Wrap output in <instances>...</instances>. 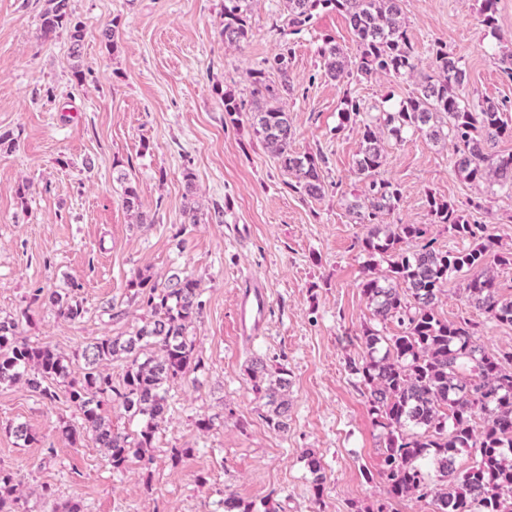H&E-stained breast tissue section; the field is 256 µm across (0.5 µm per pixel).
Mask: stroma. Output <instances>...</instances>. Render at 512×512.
Wrapping results in <instances>:
<instances>
[{
  "label": "stroma",
  "mask_w": 512,
  "mask_h": 512,
  "mask_svg": "<svg viewBox=\"0 0 512 512\" xmlns=\"http://www.w3.org/2000/svg\"><path fill=\"white\" fill-rule=\"evenodd\" d=\"M481 0H403V17L420 58L446 44L470 77L469 89L503 104L512 118V79L500 59L512 51V0H498V31L480 22ZM45 0H0V317L28 309L22 335L73 355L96 337L135 326L141 310L127 282L138 271L157 279L185 271L200 279L203 315L191 337L205 367L173 385L154 461L112 473L101 449L74 447L58 430L79 417L66 393L55 401L22 385H0V467L21 470L28 512L75 503L82 512H222L225 493L271 512H350L383 495L364 470L378 467L381 431L359 380L348 368L370 309L361 293L364 233L348 210L366 187L352 172L356 128L339 129L345 94L375 105L415 89L407 77L376 76L342 85L326 77L318 49L331 38L348 46L346 17L326 9L298 34L285 33L282 0H254L252 37L240 50L220 35L224 0H70L85 25L83 83L72 77L65 37L38 38ZM118 23L117 49L101 31ZM292 51V90L279 104L292 117L296 150L321 149L328 191L305 200L256 138L250 69L282 48ZM245 105L237 122L224 95ZM194 175L200 221L185 223L184 172ZM402 198L394 224L428 222L427 195L452 201L472 222L490 225L512 249V198H479L456 175L446 144L414 135L388 142L383 167ZM136 187L150 224L122 204ZM27 185L18 199L19 185ZM482 199L483 209L472 200ZM223 209V222L212 218ZM263 276L270 309L262 334L236 332L241 272ZM74 289L90 313L78 324L32 303L37 290ZM122 310L120 319L110 309ZM287 366L292 383L287 433L271 431L245 368L251 354ZM212 418L210 430L197 428ZM24 423L38 435L25 446L10 434ZM189 449L180 464L170 451ZM325 468L324 503L309 494L302 455ZM55 490L40 498L42 485Z\"/></svg>",
  "instance_id": "stroma-1"
}]
</instances>
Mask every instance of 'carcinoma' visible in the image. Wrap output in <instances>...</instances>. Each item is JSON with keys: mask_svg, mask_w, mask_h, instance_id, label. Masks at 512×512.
<instances>
[{"mask_svg": "<svg viewBox=\"0 0 512 512\" xmlns=\"http://www.w3.org/2000/svg\"><path fill=\"white\" fill-rule=\"evenodd\" d=\"M498 0H482L481 23L497 31ZM288 25L302 30L319 9L346 15L353 47L326 39L319 47L325 75L332 80L368 79L392 75L415 79L412 95L386 107L368 106L348 96L337 131L355 125L360 148L354 174L368 186L363 200L350 205L366 233L359 239L367 255L361 291L371 311L356 340L365 349L349 363L360 378L363 396L375 426L382 430L379 468L368 473L384 487V497L371 512H393L407 499L425 501L431 512H512V345L490 350L482 343V323L470 313L454 320L437 311L444 287L453 274H468L461 292L468 308L485 322L512 327V296L501 284L487 257L500 266L512 265V250L502 247L486 224H471L448 201L427 197L430 223L441 224L471 246L461 250L434 247L426 224H389L385 216L398 206L400 185L383 177L385 143L402 142L421 134L452 148L456 173L477 188L497 189L512 197V152L495 149L500 139H512V123L500 104L468 91L469 78L460 60L441 42L431 48L428 67L420 66L414 39L403 17L402 0H283ZM251 0H224L220 31L224 44L241 48L250 41ZM66 34L69 54L81 56L85 26L76 19L69 0H46L39 15V37ZM254 96L255 133L291 178L288 188L313 200L325 195L322 152L293 148L290 114L272 101L291 90L290 49L250 69ZM123 205L139 223L152 219L141 211L137 190L124 188ZM127 287L146 312L128 334L104 335L86 345L73 360L47 344L20 338L29 309L0 318V384H24L40 398L54 400L56 388L66 387L68 401L79 413L76 422L61 421L59 431L77 445L86 441L100 448L112 471H125L132 460L145 468L160 424L169 411V388L203 369L189 338V329L203 313L201 281L176 272L159 282L137 273ZM33 302L48 304L71 323L89 314L71 292L38 291ZM395 323L401 332L385 336L377 325ZM121 359V380L112 379L109 366ZM246 376L255 397L267 407L263 420L275 432L288 430L290 380L281 366L272 371L263 357L253 354ZM123 411L134 428L112 426L103 406ZM467 452L469 460L458 462ZM313 502L323 503L325 476L320 460L307 455ZM22 482L0 468V512H22ZM224 512H259L229 493Z\"/></svg>", "mask_w": 512, "mask_h": 512, "instance_id": "obj_1", "label": "carcinoma"}]
</instances>
